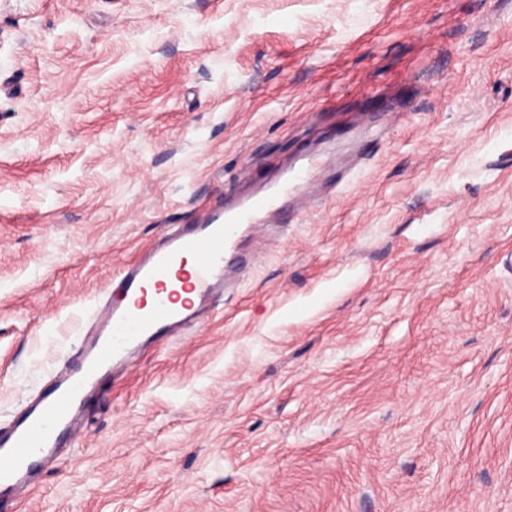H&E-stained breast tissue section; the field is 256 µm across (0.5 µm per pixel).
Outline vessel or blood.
Listing matches in <instances>:
<instances>
[{
    "label": "vessel or blood",
    "mask_w": 512,
    "mask_h": 512,
    "mask_svg": "<svg viewBox=\"0 0 512 512\" xmlns=\"http://www.w3.org/2000/svg\"><path fill=\"white\" fill-rule=\"evenodd\" d=\"M275 195L251 200L232 214L216 210L202 224L169 228L112 280V299L97 330L83 338L51 392L28 407L0 438V491L23 488L35 466L51 457L57 437L72 430L92 390L146 337L174 335L224 286V254L245 228L256 227L274 209ZM189 293L179 302L180 293Z\"/></svg>",
    "instance_id": "1"
}]
</instances>
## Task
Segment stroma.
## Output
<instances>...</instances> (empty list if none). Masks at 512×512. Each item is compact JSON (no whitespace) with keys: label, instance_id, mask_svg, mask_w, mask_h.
I'll list each match as a JSON object with an SVG mask.
<instances>
[{"label":"stroma","instance_id":"obj_1","mask_svg":"<svg viewBox=\"0 0 512 512\" xmlns=\"http://www.w3.org/2000/svg\"><path fill=\"white\" fill-rule=\"evenodd\" d=\"M310 159L0 512H512V0H0V428Z\"/></svg>","mask_w":512,"mask_h":512}]
</instances>
